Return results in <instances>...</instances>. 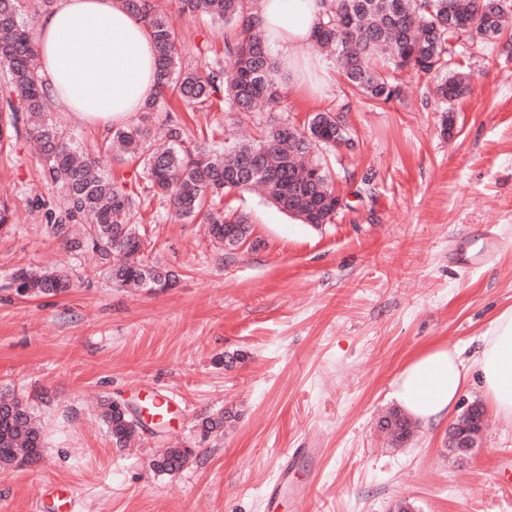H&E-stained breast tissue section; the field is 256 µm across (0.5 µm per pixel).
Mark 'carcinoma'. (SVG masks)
I'll return each instance as SVG.
<instances>
[{
    "mask_svg": "<svg viewBox=\"0 0 512 512\" xmlns=\"http://www.w3.org/2000/svg\"><path fill=\"white\" fill-rule=\"evenodd\" d=\"M20 2L0 0V68L8 74L0 139L9 131L18 132L19 122L26 123L27 134L43 147L49 180L64 189L60 206L47 214L50 232L63 235L70 225L92 216L75 247L95 253L100 271L116 286L148 290L172 286L170 274L149 261L146 229L134 222L139 207L151 196L167 202L174 216L205 225L210 236L230 249L236 245L224 240V225H235L243 241L250 224L246 214L216 207V201L233 189L258 187L279 211L304 224L332 222L340 195L328 167L320 161L306 163L304 158L339 149L336 115L314 113L301 128L257 119L262 112L282 107L285 99L265 36L252 22L258 0H180L182 11L224 26L222 51L203 59L200 66L183 62L175 22L155 0H121L149 28L162 79L143 111L165 109L172 98L192 110L219 100L225 111L254 118L258 133L251 141L209 148L189 141L179 124H169L163 140L142 123L115 129L109 147L140 160L146 195L99 170L98 160L79 151L47 117L49 93L34 64L33 25L23 17ZM511 14L512 0H331L313 43L336 58L353 93L386 104L400 95L396 72L409 70L433 80L437 99L450 112L469 85L455 70L454 60L466 47L448 46V40L456 38L448 21L484 34L476 45L480 50L502 34ZM11 280L22 283L26 296L73 287L65 274H33L24 268L13 272ZM106 421L118 444L137 430V423L113 404ZM40 447L41 435L31 423L28 406L18 399L1 400L0 462L33 458Z\"/></svg>",
    "mask_w": 512,
    "mask_h": 512,
    "instance_id": "carcinoma-1",
    "label": "carcinoma"
}]
</instances>
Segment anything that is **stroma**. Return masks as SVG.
Returning <instances> with one entry per match:
<instances>
[{
    "instance_id": "35a3bbf8",
    "label": "stroma",
    "mask_w": 512,
    "mask_h": 512,
    "mask_svg": "<svg viewBox=\"0 0 512 512\" xmlns=\"http://www.w3.org/2000/svg\"><path fill=\"white\" fill-rule=\"evenodd\" d=\"M198 60L224 31L163 0ZM471 90L444 114L427 78L401 74L399 100L352 95L334 59L323 95L287 82L276 118L304 122L345 110L356 147L330 165L344 204L332 223L303 224L259 194L224 204L250 219L258 247L227 250L204 225L151 202L140 219L152 258L177 278L148 292L119 288L89 251L46 227L61 200L38 147L0 141V396L28 404L44 445L0 464V512H34L50 484L73 492L75 512H265L263 491L290 448H316L318 470L297 462L280 512H512V422L487 412L469 454L448 447L447 426H412L398 442L390 385L405 361L436 341L471 342L512 306V38L462 52ZM51 118L104 169L143 188L137 160L105 150L108 133L55 107ZM191 141L220 146L237 117L216 106L151 113ZM497 248L482 267L456 256L485 230ZM69 275L57 295L17 297L14 270ZM172 396L170 419L142 421L125 445L110 436V402ZM186 452L176 469L170 450Z\"/></svg>"
}]
</instances>
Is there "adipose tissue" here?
<instances>
[{"label": "adipose tissue", "mask_w": 512, "mask_h": 512, "mask_svg": "<svg viewBox=\"0 0 512 512\" xmlns=\"http://www.w3.org/2000/svg\"><path fill=\"white\" fill-rule=\"evenodd\" d=\"M330 0H260L256 15L268 45L310 95L322 94L325 69L308 48ZM40 75L54 103L77 120L109 128L141 110L159 90L147 28L120 0H59L38 22ZM494 413L512 420V307L482 334L472 358L455 344L438 342L417 351L391 383L390 397L423 427L455 410L471 371Z\"/></svg>", "instance_id": "1"}]
</instances>
